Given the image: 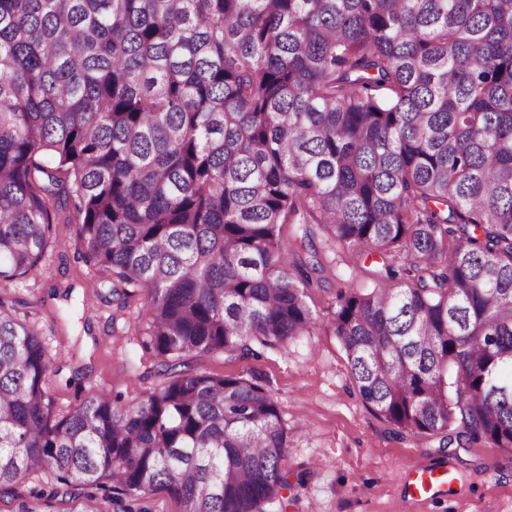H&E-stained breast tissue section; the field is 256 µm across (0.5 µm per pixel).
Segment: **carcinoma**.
<instances>
[{"label":"carcinoma","instance_id":"carcinoma-1","mask_svg":"<svg viewBox=\"0 0 512 512\" xmlns=\"http://www.w3.org/2000/svg\"><path fill=\"white\" fill-rule=\"evenodd\" d=\"M60 212L141 295L167 382L55 413L0 296V491L57 482L17 512H284L304 477L269 391L190 358L321 328L399 431L512 449V0H0V289ZM314 226L389 260L325 319Z\"/></svg>","mask_w":512,"mask_h":512}]
</instances>
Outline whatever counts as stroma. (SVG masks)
Listing matches in <instances>:
<instances>
[{
	"label": "stroma",
	"mask_w": 512,
	"mask_h": 512,
	"mask_svg": "<svg viewBox=\"0 0 512 512\" xmlns=\"http://www.w3.org/2000/svg\"><path fill=\"white\" fill-rule=\"evenodd\" d=\"M59 230L40 271L7 288L17 316L36 323L56 356L50 392L57 411L93 393L130 400L159 387L158 359L142 347V299L119 303L111 283L79 257L74 225ZM314 246L325 270L307 301L319 316L333 310L342 282L374 286L379 255L334 246L322 230ZM194 366L266 385L287 432L288 468L305 475L287 512H512V451L482 442L441 452L398 434L363 404L340 343L325 330L258 358L204 357ZM418 465L448 469L452 485L413 496Z\"/></svg>",
	"instance_id": "35a3bbf8"
}]
</instances>
